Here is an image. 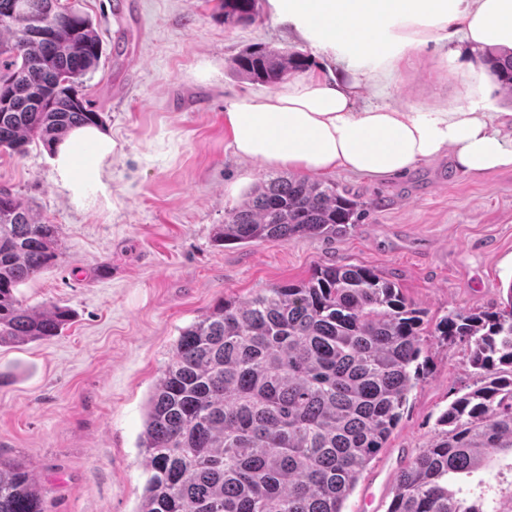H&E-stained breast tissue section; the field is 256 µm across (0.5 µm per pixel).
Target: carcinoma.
<instances>
[{
	"instance_id": "carcinoma-1",
	"label": "carcinoma",
	"mask_w": 512,
	"mask_h": 512,
	"mask_svg": "<svg viewBox=\"0 0 512 512\" xmlns=\"http://www.w3.org/2000/svg\"><path fill=\"white\" fill-rule=\"evenodd\" d=\"M11 2L0 0V150L22 155L37 140L53 154L73 130L102 126L77 90L102 44L66 0H22L17 11ZM219 2L229 24L259 13V0ZM482 64L512 101V50L488 48ZM310 65L299 51L254 46L231 69L276 86ZM363 207L334 182L270 177L225 213L216 241H334ZM60 254L58 225L0 188V347L49 340L72 323L65 306L17 296ZM428 336L467 346L473 382L396 475L387 512H512L511 483L492 496L464 488L493 461L512 470V282L502 305L456 309L432 325L374 269L334 265L226 299L180 329L146 405L139 447L150 476L137 512H343L420 380ZM44 497L26 462L0 457V512H44Z\"/></svg>"
}]
</instances>
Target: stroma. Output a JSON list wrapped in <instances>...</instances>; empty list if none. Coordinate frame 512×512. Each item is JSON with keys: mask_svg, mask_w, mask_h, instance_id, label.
Instances as JSON below:
<instances>
[{"mask_svg": "<svg viewBox=\"0 0 512 512\" xmlns=\"http://www.w3.org/2000/svg\"><path fill=\"white\" fill-rule=\"evenodd\" d=\"M103 53L82 93L115 142L99 179L76 189L40 142L0 152V187L59 225L62 256L20 286L30 306L61 305L62 335L0 347V457L32 464L46 512H136L147 472L138 448L147 399L182 327L226 298L308 278L320 265L367 266L397 282L437 320L501 302L512 283V169L478 176L448 160L379 182L345 173L365 202L346 238L218 245L228 210L276 168L240 160L224 126L229 107L267 94L229 63L262 45L297 50L325 73L327 58L260 0L249 25L225 23L217 0H73ZM479 51L425 49L397 70L381 101L424 111L468 104L458 73ZM421 380L344 512H386L398 471L432 440L440 413L470 383L463 344L429 337Z\"/></svg>", "mask_w": 512, "mask_h": 512, "instance_id": "obj_1", "label": "stroma"}]
</instances>
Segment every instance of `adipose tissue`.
<instances>
[{
	"mask_svg": "<svg viewBox=\"0 0 512 512\" xmlns=\"http://www.w3.org/2000/svg\"><path fill=\"white\" fill-rule=\"evenodd\" d=\"M280 16L333 52L336 73L289 80L224 114L241 159L307 175L343 171L382 180L450 159L482 174L512 168V113L477 101L424 112L370 104L356 109L379 73L429 43L512 49V0H273ZM376 66H360L362 58Z\"/></svg>",
	"mask_w": 512,
	"mask_h": 512,
	"instance_id": "obj_1",
	"label": "adipose tissue"
}]
</instances>
